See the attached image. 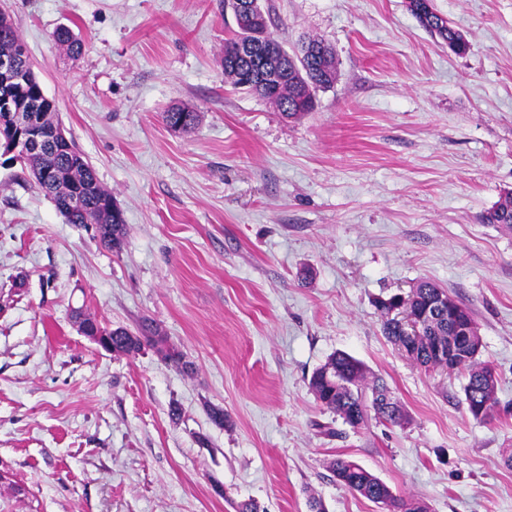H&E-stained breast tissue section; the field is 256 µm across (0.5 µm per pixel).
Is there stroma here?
<instances>
[{
  "label": "stroma",
  "instance_id": "stroma-1",
  "mask_svg": "<svg viewBox=\"0 0 512 512\" xmlns=\"http://www.w3.org/2000/svg\"><path fill=\"white\" fill-rule=\"evenodd\" d=\"M433 3L467 55L407 0H263L285 49L317 35L336 55L316 110L287 119L225 81L224 0H0L128 232L103 247L0 165V512H382L336 482L339 457L431 512H512V232L482 221L512 191V0ZM173 107L195 127L170 131ZM422 279L473 312L498 378L487 421L461 376L382 332L377 299ZM78 307L152 321L191 371L103 350ZM337 352L404 423L353 428L316 401ZM425 5L423 12L425 19L421 14H413L421 26L425 28L432 36L439 38L441 42L457 55H464L469 50V43L463 34L452 26L448 19L442 18L441 14L435 9L433 1ZM430 8V9H429ZM430 18L428 19V16ZM462 39H465L462 41ZM54 43L72 57L81 54L83 43L72 28L69 26H60L52 33ZM199 115L188 108L175 107L162 114L165 125L173 131H186L198 123ZM176 127V128H175Z\"/></svg>",
  "mask_w": 512,
  "mask_h": 512
}]
</instances>
